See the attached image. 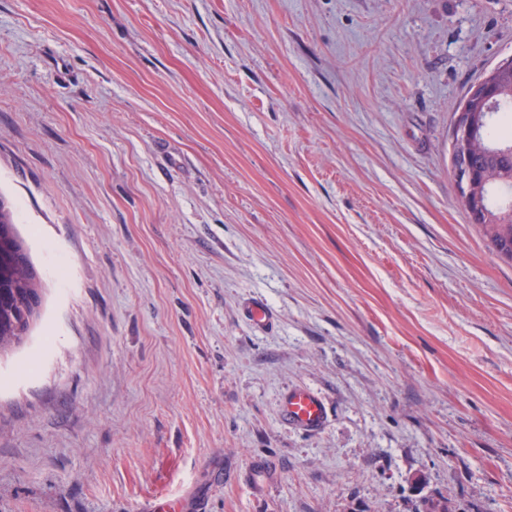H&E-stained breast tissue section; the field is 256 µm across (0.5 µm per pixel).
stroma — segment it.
<instances>
[{"instance_id":"stroma-1","label":"stroma","mask_w":512,"mask_h":512,"mask_svg":"<svg viewBox=\"0 0 512 512\" xmlns=\"http://www.w3.org/2000/svg\"><path fill=\"white\" fill-rule=\"evenodd\" d=\"M510 58L512 0H0L42 286L0 350V512H512V262L452 168ZM512 67V58L502 62L488 74H486L475 86H473L465 102L462 104L458 114L453 143L459 149L466 148L470 139L471 131L480 124H485L489 120V112H492L493 106L499 100L498 91L495 90L492 82L493 71L497 68ZM501 81L510 87L511 93L505 91L500 97L499 103L493 114L500 113L505 122L510 126L512 118V73H505L501 76ZM481 106L480 112H474V104ZM491 115V116H492ZM281 414L288 425L310 433L321 431L328 422V411L324 402L304 388H295L288 392Z\"/></svg>"}]
</instances>
